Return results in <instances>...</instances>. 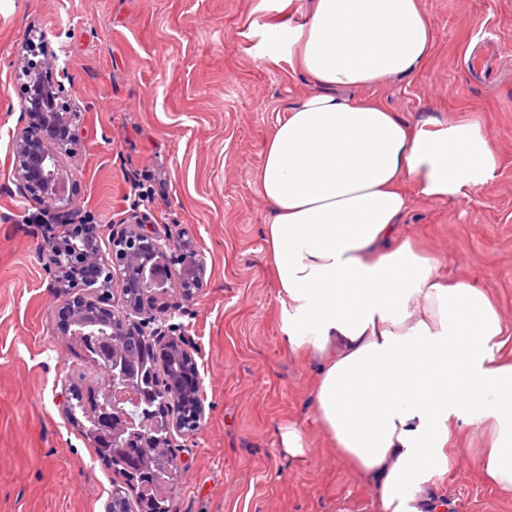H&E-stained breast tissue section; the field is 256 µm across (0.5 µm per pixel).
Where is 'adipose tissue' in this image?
Listing matches in <instances>:
<instances>
[{
  "label": "adipose tissue",
  "instance_id": "obj_1",
  "mask_svg": "<svg viewBox=\"0 0 512 512\" xmlns=\"http://www.w3.org/2000/svg\"><path fill=\"white\" fill-rule=\"evenodd\" d=\"M264 62L314 90L264 141L279 332L319 364L316 415L380 512H449L442 481L480 432L482 481L512 494V335L486 289L442 277L397 226L416 199L468 200L500 156L468 117L403 120L376 96L413 78L435 31L421 0H261Z\"/></svg>",
  "mask_w": 512,
  "mask_h": 512
}]
</instances>
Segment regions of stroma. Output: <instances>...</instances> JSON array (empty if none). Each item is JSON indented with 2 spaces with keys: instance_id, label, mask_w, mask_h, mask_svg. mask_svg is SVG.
I'll use <instances>...</instances> for the list:
<instances>
[{
  "instance_id": "35a3bbf8",
  "label": "stroma",
  "mask_w": 512,
  "mask_h": 512,
  "mask_svg": "<svg viewBox=\"0 0 512 512\" xmlns=\"http://www.w3.org/2000/svg\"><path fill=\"white\" fill-rule=\"evenodd\" d=\"M435 48L412 79H388V106L410 120L480 122L497 148L496 178L468 201L416 200L400 232L448 278L490 290L512 330V0H422ZM260 0H0V512H106L111 469L60 399L80 365L64 332L65 300L27 223L36 203L13 184L19 68L47 40L67 68L66 103L82 134L61 168L73 210L102 247L133 211L157 233L185 235L207 284L170 291L203 378L206 418L173 435L185 466L170 512H378L376 490L332 446L315 412V361L283 349L265 254L270 211L255 180L263 144L288 104L312 90L261 61ZM492 40L488 68L464 48ZM299 424L293 456L279 429ZM451 512H512L473 465L449 473Z\"/></svg>"
}]
</instances>
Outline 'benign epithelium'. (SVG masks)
<instances>
[{"mask_svg":"<svg viewBox=\"0 0 512 512\" xmlns=\"http://www.w3.org/2000/svg\"><path fill=\"white\" fill-rule=\"evenodd\" d=\"M29 97L19 114L14 133L13 166L15 186L19 197L41 205L39 216L32 222L43 225L45 234L38 244L40 255L46 257L53 270L52 287H61L69 276H79V269H106L104 278L85 280L92 291L104 295L108 280L123 285L122 299L117 308L105 313L112 324L111 339L101 341L102 333L88 330L82 345L100 355L97 372L104 381L101 387H112V399L90 412L94 426L87 445L97 447L100 436L112 437V448L126 447L122 440H135L146 445L147 434L134 429L124 403L140 402L136 388L137 363L113 367L119 362L121 339L129 328L138 329L154 345L157 358L166 361L171 355L191 358L179 327L170 323L176 309L169 302V288L182 290L187 299L204 288L206 263L188 238L161 236L149 229L147 216L132 213L125 227L112 233L111 250H102L97 225L79 218L69 208L63 177L60 173V154L71 146L80 131L79 113L67 112L62 103L64 84L49 85L43 81L38 67H26ZM180 252L181 264L176 268L168 259L169 253ZM155 401L147 403L155 411L170 415L169 431L190 433L205 420L202 398V379L196 363L180 376L157 379ZM195 401L192 414H184V397Z\"/></svg>","mask_w":512,"mask_h":512,"instance_id":"1","label":"benign epithelium"}]
</instances>
